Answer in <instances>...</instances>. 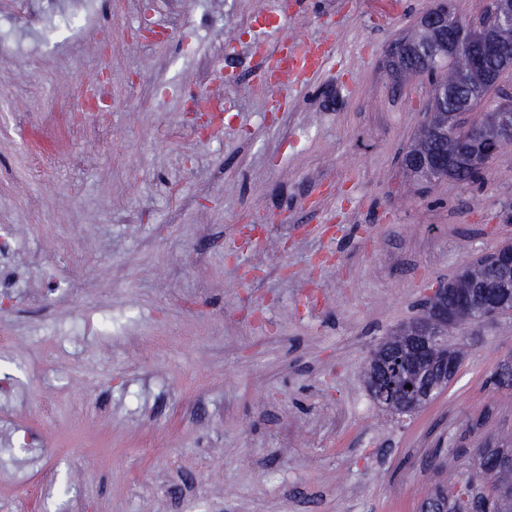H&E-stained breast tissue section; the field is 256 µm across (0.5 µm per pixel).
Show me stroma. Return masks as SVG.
Segmentation results:
<instances>
[{
	"mask_svg": "<svg viewBox=\"0 0 512 512\" xmlns=\"http://www.w3.org/2000/svg\"><path fill=\"white\" fill-rule=\"evenodd\" d=\"M57 3L79 30L48 41L42 0H0V512H420L479 483L512 442V319L457 327L414 413L365 379L512 244V148L473 184L402 164L430 85L385 64L433 0H308L280 33L332 54L276 107L239 55L273 0ZM199 95L224 98L205 136Z\"/></svg>",
	"mask_w": 512,
	"mask_h": 512,
	"instance_id": "stroma-1",
	"label": "stroma"
}]
</instances>
